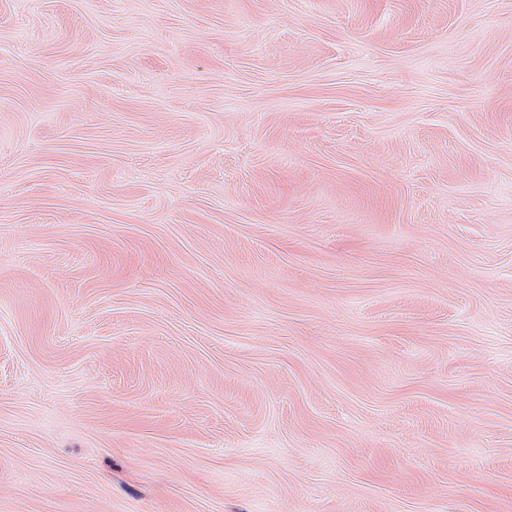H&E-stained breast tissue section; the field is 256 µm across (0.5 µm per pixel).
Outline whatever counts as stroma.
<instances>
[{
    "instance_id": "35a3bbf8",
    "label": "stroma",
    "mask_w": 512,
    "mask_h": 512,
    "mask_svg": "<svg viewBox=\"0 0 512 512\" xmlns=\"http://www.w3.org/2000/svg\"><path fill=\"white\" fill-rule=\"evenodd\" d=\"M0 512H512V0H0Z\"/></svg>"
}]
</instances>
